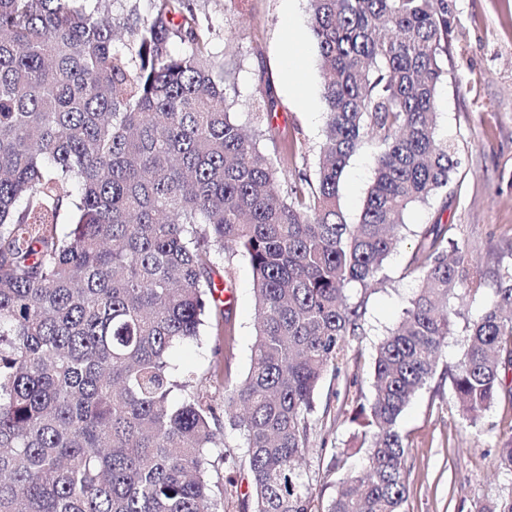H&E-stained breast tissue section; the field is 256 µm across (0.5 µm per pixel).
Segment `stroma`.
Wrapping results in <instances>:
<instances>
[{
	"label": "stroma",
	"instance_id": "1",
	"mask_svg": "<svg viewBox=\"0 0 512 512\" xmlns=\"http://www.w3.org/2000/svg\"><path fill=\"white\" fill-rule=\"evenodd\" d=\"M449 36L448 81L439 90L438 134L458 149L461 165L448 186L444 213L413 207L407 228L386 270L387 279L363 293L366 333L349 343V360L339 375H326L315 396L318 421L305 459L316 512L335 497L342 471L331 457L357 449L361 429L350 414L358 396H370L374 345L401 317L418 284L410 263L434 219L448 227L460 247L461 264L494 272L512 269V0H456ZM199 21L211 27L214 48L231 72L227 94L238 122L256 128L255 104L266 81H273L278 112L276 141L299 139L304 156L297 164L315 173L325 107L318 52L309 31L307 0H198ZM371 149L354 154L342 178L340 202L356 221L374 179ZM234 283L231 311L235 338L228 359V382H241L255 340L253 276L240 256L229 265ZM492 288L482 296L456 300L457 315L440 363L457 364L468 325ZM462 416L448 381L434 380L405 410L407 500L404 512H480L512 497V463L501 455L512 439V394H501L474 429Z\"/></svg>",
	"mask_w": 512,
	"mask_h": 512
}]
</instances>
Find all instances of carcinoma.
Instances as JSON below:
<instances>
[{
	"instance_id": "cac0c4a2",
	"label": "carcinoma",
	"mask_w": 512,
	"mask_h": 512,
	"mask_svg": "<svg viewBox=\"0 0 512 512\" xmlns=\"http://www.w3.org/2000/svg\"><path fill=\"white\" fill-rule=\"evenodd\" d=\"M139 2L0 0V512H217L241 470L252 512H312L314 395L364 333L350 287L384 282L411 207L448 208L459 161L436 136V94L456 4L309 0L327 114L312 179L302 144L273 158L236 120L194 0H146L144 14ZM363 147L375 178L350 223L340 184ZM446 232L435 220L412 256L419 288L350 416L364 472L325 512H403L400 421L436 377L469 428L506 387L509 271L459 364L438 373L453 301L488 286L448 254ZM237 253L256 342L229 391L220 361L179 375L171 355L207 324L232 350L214 292L230 284L217 259Z\"/></svg>"
}]
</instances>
